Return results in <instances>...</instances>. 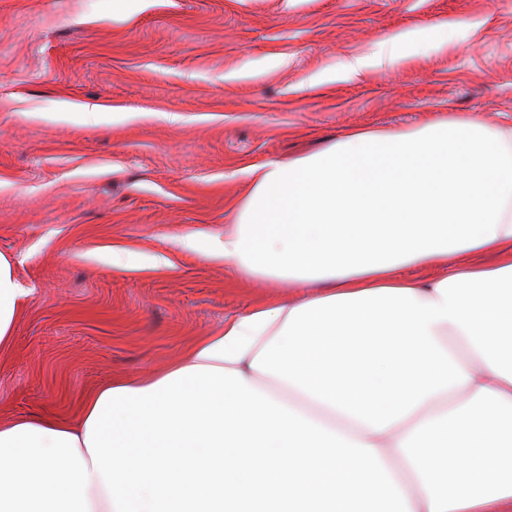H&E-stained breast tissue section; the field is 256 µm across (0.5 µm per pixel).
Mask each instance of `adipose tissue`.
I'll return each instance as SVG.
<instances>
[{
  "label": "adipose tissue",
  "instance_id": "adipose-tissue-1",
  "mask_svg": "<svg viewBox=\"0 0 512 512\" xmlns=\"http://www.w3.org/2000/svg\"><path fill=\"white\" fill-rule=\"evenodd\" d=\"M246 174L235 230L199 250L314 294L227 318L76 422L0 421V512H512V122L353 130ZM25 294L0 254V353Z\"/></svg>",
  "mask_w": 512,
  "mask_h": 512
}]
</instances>
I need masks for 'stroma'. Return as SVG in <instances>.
I'll list each match as a JSON object with an SVG mask.
<instances>
[{"mask_svg": "<svg viewBox=\"0 0 512 512\" xmlns=\"http://www.w3.org/2000/svg\"><path fill=\"white\" fill-rule=\"evenodd\" d=\"M448 116L512 118V0H0V253L30 290L0 420L74 419L304 295L188 244L233 229L248 166Z\"/></svg>", "mask_w": 512, "mask_h": 512, "instance_id": "35a3bbf8", "label": "stroma"}]
</instances>
